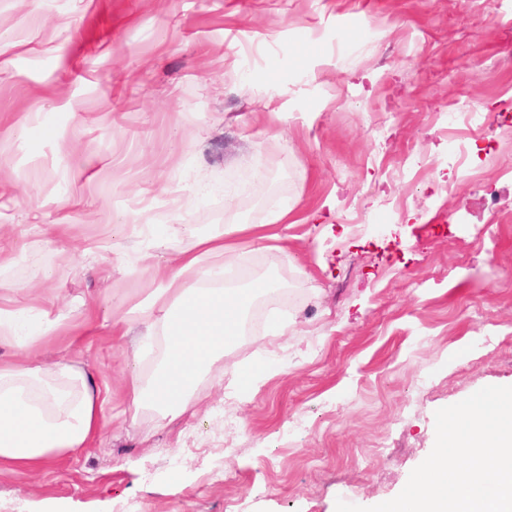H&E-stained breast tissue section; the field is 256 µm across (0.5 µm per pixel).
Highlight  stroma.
Listing matches in <instances>:
<instances>
[{
	"instance_id": "35a3bbf8",
	"label": "stroma",
	"mask_w": 512,
	"mask_h": 512,
	"mask_svg": "<svg viewBox=\"0 0 512 512\" xmlns=\"http://www.w3.org/2000/svg\"><path fill=\"white\" fill-rule=\"evenodd\" d=\"M0 58V308L59 320L45 364L192 235L290 221L282 253L237 236L243 287L286 291L254 301L195 415L123 424L124 354L151 373L158 339L98 331L80 360L116 392L104 442L0 470V512L371 507L430 454L436 410L512 386V0H0ZM460 98L504 104L465 173L440 118Z\"/></svg>"
}]
</instances>
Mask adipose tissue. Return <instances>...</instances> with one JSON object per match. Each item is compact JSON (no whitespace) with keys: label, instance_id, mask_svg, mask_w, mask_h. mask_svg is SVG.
Wrapping results in <instances>:
<instances>
[{"label":"adipose tissue","instance_id":"obj_1","mask_svg":"<svg viewBox=\"0 0 512 512\" xmlns=\"http://www.w3.org/2000/svg\"><path fill=\"white\" fill-rule=\"evenodd\" d=\"M235 251L223 233L193 237L166 281L113 321L112 333L120 339L135 325L164 335L162 363L151 377L143 376L137 353L125 356L129 422L148 408L164 421L191 411L204 374L237 344L254 297L278 288V281L268 278L251 288L216 287L218 274L205 260ZM56 331L52 322L35 334L24 331L21 311L0 310V344L14 351L13 361L0 362V468L34 469L49 457L77 453L104 434L110 393L94 388L77 364L61 361L47 372L32 357L37 338Z\"/></svg>","mask_w":512,"mask_h":512}]
</instances>
